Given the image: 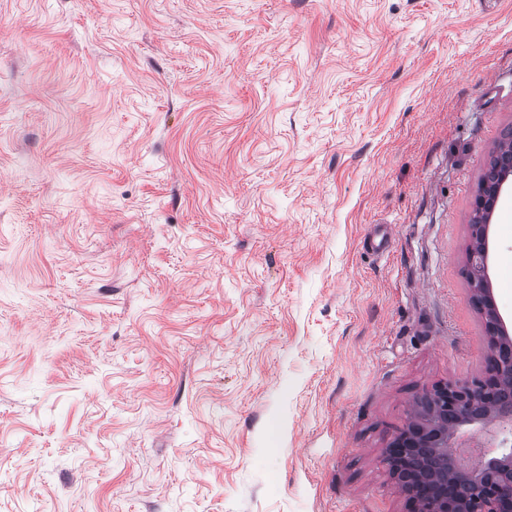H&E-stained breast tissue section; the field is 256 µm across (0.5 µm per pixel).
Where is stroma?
<instances>
[{"label": "stroma", "instance_id": "35a3bbf8", "mask_svg": "<svg viewBox=\"0 0 512 512\" xmlns=\"http://www.w3.org/2000/svg\"><path fill=\"white\" fill-rule=\"evenodd\" d=\"M511 128L512 0H0V512H408Z\"/></svg>", "mask_w": 512, "mask_h": 512}]
</instances>
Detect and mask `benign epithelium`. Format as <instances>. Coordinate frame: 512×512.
<instances>
[{
    "mask_svg": "<svg viewBox=\"0 0 512 512\" xmlns=\"http://www.w3.org/2000/svg\"><path fill=\"white\" fill-rule=\"evenodd\" d=\"M502 156L501 182L481 186L473 203L467 249L468 290L480 308L490 356L481 378L442 381L425 390L415 418L385 450L391 476L402 486L410 512H512V380L503 381L493 355L512 351L490 288L486 240L502 187L512 175V141L496 149ZM500 427L504 437L496 455L482 452L479 464H459L448 455L466 431Z\"/></svg>",
    "mask_w": 512,
    "mask_h": 512,
    "instance_id": "7a95c632",
    "label": "benign epithelium"
}]
</instances>
